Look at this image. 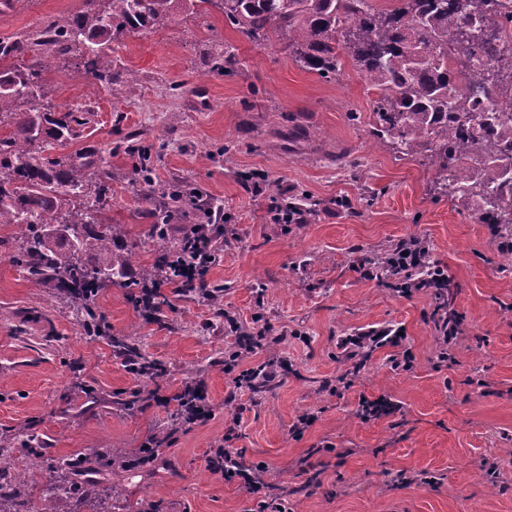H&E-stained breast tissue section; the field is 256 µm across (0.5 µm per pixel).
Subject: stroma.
Returning <instances> with one entry per match:
<instances>
[{"label": "stroma", "mask_w": 512, "mask_h": 512, "mask_svg": "<svg viewBox=\"0 0 512 512\" xmlns=\"http://www.w3.org/2000/svg\"><path fill=\"white\" fill-rule=\"evenodd\" d=\"M82 6L17 0L0 11V39ZM216 41L238 59L223 78L208 73ZM113 48L115 67L137 79L135 96L70 65L48 71L45 102L94 111L78 146L112 155L108 214L116 246L136 244L135 267L152 261L155 241L118 143H153L160 179L194 181L223 201L224 247L207 280L224 294L212 305L171 292L148 319L127 289L101 292L111 334L168 369L146 386L108 341L85 335L55 283L26 280L10 259L16 230L0 228V440L29 428L46 459L75 460L72 493L54 500L56 473L15 456L9 475L34 486L23 512H111L127 500L142 512H249L252 501L214 469L223 446L262 464L287 512H512V263L487 225L433 193L432 170L373 142L376 93L362 75L348 64L322 79L209 6ZM304 193L319 202L315 217L271 222L272 206ZM413 238L447 270L442 296H406L364 276L367 259ZM445 316L459 323L450 341L438 329ZM390 326L402 329L401 346L348 343ZM405 350L411 367L394 368ZM268 362L277 376L264 391L237 386L241 371ZM191 377L206 386L210 419L177 426L153 465L138 464L152 427L176 414L155 395ZM142 389L148 398L120 408ZM382 395L396 411L363 420L360 399ZM306 414L314 424L295 435Z\"/></svg>", "instance_id": "obj_1"}]
</instances>
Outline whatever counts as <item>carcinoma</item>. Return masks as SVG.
I'll return each mask as SVG.
<instances>
[{
	"mask_svg": "<svg viewBox=\"0 0 512 512\" xmlns=\"http://www.w3.org/2000/svg\"><path fill=\"white\" fill-rule=\"evenodd\" d=\"M85 0V7L53 29L0 39V224L21 227L11 260L29 281L54 282L64 289L72 313L87 336L106 338L127 353L135 377L154 383L162 364L142 355L125 339L104 330L96 311L99 293L129 288V300L153 318L166 297L151 300L133 292L193 253L196 224L174 244L169 224L189 206L206 223H224V209L187 182L156 178L152 148L139 140L125 146L133 161L129 184L140 189L157 241L150 267L134 278V252L112 249L106 215L112 195L107 157L94 151L59 154L55 149L80 136L94 113L75 106L57 116L40 100L45 72L77 58L76 68L104 86L137 89L134 78L113 68L112 43L150 29L177 9L208 4L224 22L251 41H279L295 62L327 79L342 70L341 53L376 89L369 131L377 143L403 156H417L435 172L434 185L453 203L490 226L504 252H512V5L505 0H392L380 7L369 0ZM394 249L370 261L374 278L393 275ZM42 461L39 435L26 431L18 443L0 444V465L13 461L15 447ZM61 474L55 494L68 495L69 459L53 460ZM27 496L22 485L3 496L0 512H19Z\"/></svg>",
	"mask_w": 512,
	"mask_h": 512,
	"instance_id": "cac0c4a2",
	"label": "carcinoma"
}]
</instances>
